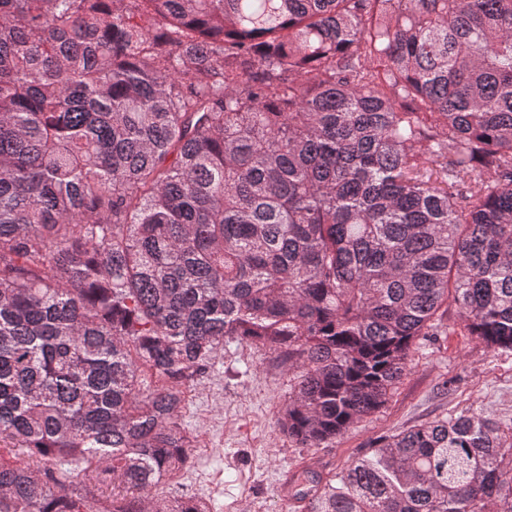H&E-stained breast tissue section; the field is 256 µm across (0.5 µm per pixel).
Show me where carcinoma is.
Here are the masks:
<instances>
[{
    "label": "carcinoma",
    "mask_w": 512,
    "mask_h": 512,
    "mask_svg": "<svg viewBox=\"0 0 512 512\" xmlns=\"http://www.w3.org/2000/svg\"><path fill=\"white\" fill-rule=\"evenodd\" d=\"M450 306L512 349V0H0V512H209L156 489L224 342L288 360L319 448ZM301 495L512 512V424Z\"/></svg>",
    "instance_id": "obj_1"
}]
</instances>
